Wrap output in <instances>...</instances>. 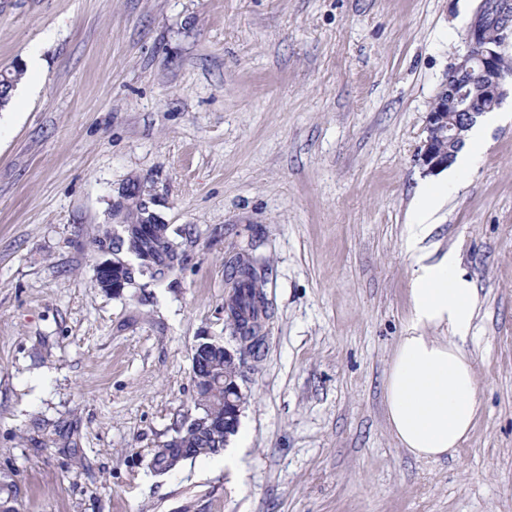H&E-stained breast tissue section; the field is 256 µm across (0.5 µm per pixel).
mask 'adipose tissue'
Instances as JSON below:
<instances>
[{"mask_svg": "<svg viewBox=\"0 0 512 512\" xmlns=\"http://www.w3.org/2000/svg\"><path fill=\"white\" fill-rule=\"evenodd\" d=\"M482 144L480 127L472 126L465 150L443 170L439 182L419 184L415 222L407 229L409 245L418 250V268L383 396L399 446L419 459L453 455L469 438L481 411L474 361L464 346L475 318L477 290L463 277L454 252L433 262L423 242L436 228L444 184L470 166Z\"/></svg>", "mask_w": 512, "mask_h": 512, "instance_id": "ef3b65f1", "label": "adipose tissue"}]
</instances>
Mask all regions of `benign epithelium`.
<instances>
[{
  "instance_id": "7a95c632",
  "label": "benign epithelium",
  "mask_w": 512,
  "mask_h": 512,
  "mask_svg": "<svg viewBox=\"0 0 512 512\" xmlns=\"http://www.w3.org/2000/svg\"><path fill=\"white\" fill-rule=\"evenodd\" d=\"M466 52L448 71L440 85V95L435 108L427 112L426 138L418 155L424 171L433 174L448 167L453 160V148L462 139L461 132L467 130L479 116L484 102L495 106L502 104L507 96L501 41L484 30L480 19H475L466 35ZM122 267L116 260L101 262L97 267V280L101 287L119 294L126 286L125 277L114 274ZM222 352L224 365L217 371L211 362V354ZM243 361L236 349L208 336L199 338L192 352L194 384L219 383L224 388V412L209 414L204 423L211 430L224 429V437L238 426L245 395L239 379L242 378Z\"/></svg>"
}]
</instances>
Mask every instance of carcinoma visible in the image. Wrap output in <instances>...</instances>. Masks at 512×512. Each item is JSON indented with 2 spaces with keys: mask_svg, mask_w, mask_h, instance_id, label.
Listing matches in <instances>:
<instances>
[{
  "mask_svg": "<svg viewBox=\"0 0 512 512\" xmlns=\"http://www.w3.org/2000/svg\"><path fill=\"white\" fill-rule=\"evenodd\" d=\"M21 75L20 68L0 73V88L5 90V94L0 96V107L9 103L10 91L16 87ZM135 185L136 182H129L114 206V215L123 216L122 223L127 228L121 247L137 260V271L125 267L121 272L129 284L134 281L136 273L159 283L182 263V258L167 236V225L143 223V217L147 215L145 203L130 204V190ZM228 268L234 282V293L228 302V310L235 324L232 336L236 337L241 356L257 360L264 344L261 331L269 317L268 301L263 291L265 278L248 257H235L229 261ZM190 425L192 420L182 421L175 428V435L153 450L149 466L156 474L166 475L179 469L188 459L224 450V433L191 431Z\"/></svg>",
  "mask_w": 512,
  "mask_h": 512,
  "instance_id": "carcinoma-1",
  "label": "carcinoma"
}]
</instances>
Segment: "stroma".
Segmentation results:
<instances>
[{"instance_id":"obj_1","label":"stroma","mask_w":512,"mask_h":512,"mask_svg":"<svg viewBox=\"0 0 512 512\" xmlns=\"http://www.w3.org/2000/svg\"><path fill=\"white\" fill-rule=\"evenodd\" d=\"M480 0H0V479L20 512H512V93L431 239L478 292L483 410L438 461L391 434L426 112ZM37 70H26L30 50ZM183 258L101 288L129 181ZM271 316L232 444L154 476L194 416L192 348L233 346L228 259Z\"/></svg>"}]
</instances>
